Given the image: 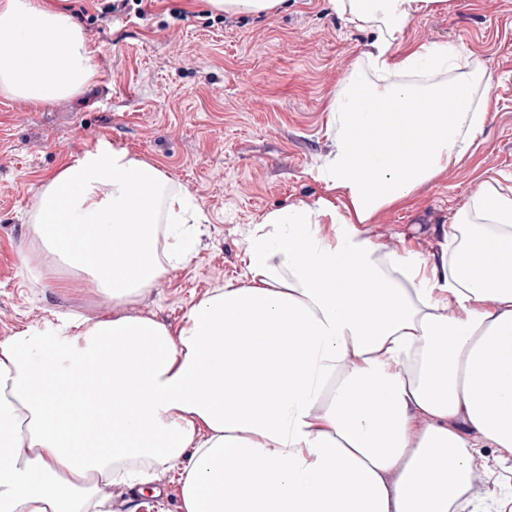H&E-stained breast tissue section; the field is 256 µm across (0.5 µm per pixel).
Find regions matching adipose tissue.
Returning a JSON list of instances; mask_svg holds the SVG:
<instances>
[{
  "mask_svg": "<svg viewBox=\"0 0 512 512\" xmlns=\"http://www.w3.org/2000/svg\"><path fill=\"white\" fill-rule=\"evenodd\" d=\"M439 2L330 0L375 33L378 78L352 75L330 100L328 195L263 217L247 281L211 291L174 329L60 314L0 340V512H103L102 480L146 484V468L182 453L183 512H465L474 455L512 456V196L479 184L438 270L361 231L457 161L485 122L473 88L491 77L467 55L394 49ZM90 60L68 13L0 0V95L73 96ZM417 97L435 108L414 110ZM361 131L386 148L360 153ZM168 185L100 141L44 182L24 267L48 288L58 268L87 275L122 306L192 256L189 199ZM482 250L493 268L478 270Z\"/></svg>",
  "mask_w": 512,
  "mask_h": 512,
  "instance_id": "adipose-tissue-1",
  "label": "adipose tissue"
}]
</instances>
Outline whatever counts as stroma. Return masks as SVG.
Returning a JSON list of instances; mask_svg holds the SVG:
<instances>
[{
  "label": "stroma",
  "instance_id": "stroma-1",
  "mask_svg": "<svg viewBox=\"0 0 512 512\" xmlns=\"http://www.w3.org/2000/svg\"><path fill=\"white\" fill-rule=\"evenodd\" d=\"M43 2L79 24L94 76L81 94L47 105L0 96V340L58 312L94 321L118 311L177 327L192 303L245 280L246 241L266 212L324 197L316 174L335 146L327 105L375 37L329 0H288L261 16L217 13L206 0H143L118 18L102 16L100 0ZM399 43L448 44L495 78L490 91L473 90L487 116L460 160L362 227L380 252L409 250L438 265L448 226L479 183L512 192V0H448L413 19ZM102 140L166 172L202 216L190 261L117 310L68 272L58 289L42 287L19 258L42 183ZM187 463L165 458L149 491L105 482L99 495L111 512H182ZM472 470L469 499L503 512L512 456L483 449Z\"/></svg>",
  "mask_w": 512,
  "mask_h": 512
}]
</instances>
